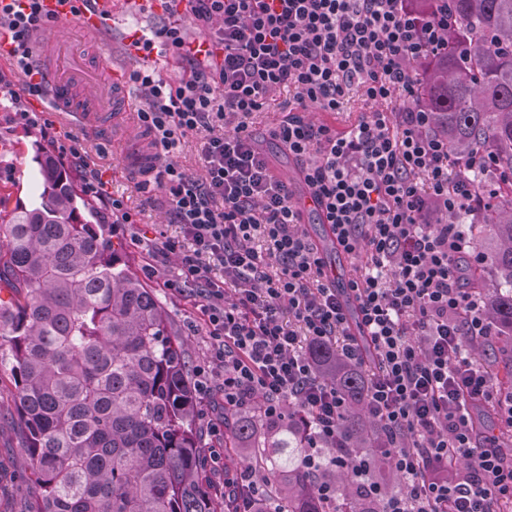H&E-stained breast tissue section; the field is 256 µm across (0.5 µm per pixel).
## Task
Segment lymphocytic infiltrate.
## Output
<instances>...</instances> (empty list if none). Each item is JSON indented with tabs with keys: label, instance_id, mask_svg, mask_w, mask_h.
<instances>
[{
	"label": "lymphocytic infiltrate",
	"instance_id": "obj_1",
	"mask_svg": "<svg viewBox=\"0 0 512 512\" xmlns=\"http://www.w3.org/2000/svg\"><path fill=\"white\" fill-rule=\"evenodd\" d=\"M45 0H0V37L42 96L32 66L33 40L56 21ZM171 22L137 32L134 46L181 60L188 77L171 81L133 70L147 97L136 112L156 163L139 189L160 193L180 237L154 231L155 261H171L167 288L193 299L210 348L193 369L198 402L225 410L260 402L266 418L294 409L308 419L303 467L348 468L369 494L379 492L370 461L342 446L345 400L323 380L300 336L340 342L343 355L371 351L368 410L381 422L386 456L404 480L382 512H497L512 500V462L495 438L479 439L473 406L493 404L512 426V396L475 365L470 346L496 333L482 297L461 284L463 267L485 255L461 235L452 216L478 215L494 189L473 193L468 170L497 171L493 151L455 156L434 131L420 90L430 60L448 50V9L418 11L408 0H165ZM196 31L189 41L179 15ZM292 89L296 105L272 131L298 164L335 245L366 254L361 275L333 287L326 262L301 227L287 182L275 178L257 147L249 118L273 93ZM374 103L349 131L307 121L306 105L340 111L352 90ZM42 139L61 162L82 173L83 190L113 223L137 226L123 201L105 190L80 138ZM196 138L201 174L175 153ZM300 323L294 332L283 322ZM468 460L466 471L455 468ZM271 480L255 470L224 475L234 512H274Z\"/></svg>",
	"mask_w": 512,
	"mask_h": 512
}]
</instances>
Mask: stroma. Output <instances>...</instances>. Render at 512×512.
I'll list each match as a JSON object with an SVG mask.
<instances>
[{
  "instance_id": "1",
  "label": "stroma",
  "mask_w": 512,
  "mask_h": 512,
  "mask_svg": "<svg viewBox=\"0 0 512 512\" xmlns=\"http://www.w3.org/2000/svg\"><path fill=\"white\" fill-rule=\"evenodd\" d=\"M169 16L161 0H141L119 19L107 21L96 34L81 37L75 22H64L63 27L72 38L82 41L81 52L89 57L102 55L113 58L125 70L136 69L135 61L124 58L122 48L132 26L144 28L168 21ZM0 75L11 85L0 89V196L5 205L0 208V219L9 220L18 207H32L40 201L42 177L34 159L35 146L41 137L38 125L44 120L54 122L59 133H71L80 137L90 162L102 172L106 191L112 197L123 199L125 205L138 212L145 228L163 227L168 235L179 233L177 225L168 222L167 206L161 197L147 199L137 184L148 166V138L136 125L130 112L116 113L107 136L93 137L84 123L68 119L58 112L48 114L34 111L32 99L20 95L24 80L12 62H0ZM289 92L276 94L268 109L254 115L251 127L263 149L271 159V167L281 178L294 174L296 163L271 139L269 131L282 120L281 101L289 99ZM111 240L120 247L132 273L143 278L146 287L168 310L170 328L184 344L190 364L201 363L206 355L203 331L192 328L197 310L187 298L165 288L157 278H147L144 269L152 256L145 246L134 243L132 234L123 225L110 227ZM31 467L24 447V434L19 424L17 401L11 373L0 369V512H24L34 487L30 481Z\"/></svg>"
}]
</instances>
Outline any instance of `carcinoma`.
<instances>
[{"label":"carcinoma","instance_id":"carcinoma-1","mask_svg":"<svg viewBox=\"0 0 512 512\" xmlns=\"http://www.w3.org/2000/svg\"><path fill=\"white\" fill-rule=\"evenodd\" d=\"M452 50L422 75L435 129L463 161L484 147L505 177L483 234L497 243L486 309L512 337V0H448ZM43 190L0 225V263L23 288L0 302V366H10L36 494L27 512H217L196 441L197 404L184 349L154 293L111 247L107 225L51 155H36ZM320 374L348 400L342 440L386 465L385 435L367 411L365 368L330 347ZM224 447L261 455L283 512H380L346 469H326L336 503L301 466L307 425L254 407L224 414Z\"/></svg>","mask_w":512,"mask_h":512}]
</instances>
